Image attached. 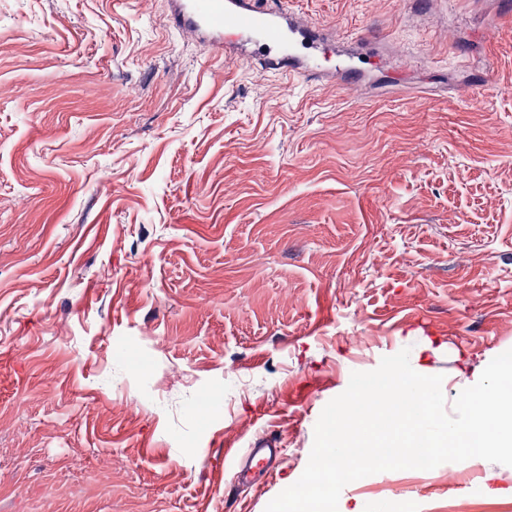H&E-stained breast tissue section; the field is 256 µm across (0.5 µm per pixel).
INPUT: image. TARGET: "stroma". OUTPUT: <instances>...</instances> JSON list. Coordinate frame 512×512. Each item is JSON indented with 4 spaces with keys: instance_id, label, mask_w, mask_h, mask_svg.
<instances>
[{
    "instance_id": "1",
    "label": "stroma",
    "mask_w": 512,
    "mask_h": 512,
    "mask_svg": "<svg viewBox=\"0 0 512 512\" xmlns=\"http://www.w3.org/2000/svg\"><path fill=\"white\" fill-rule=\"evenodd\" d=\"M288 9L356 96L174 0H0V512H265L352 372L406 348L451 405L512 349V0ZM462 480L339 501L512 512V466ZM278 448L272 440L265 437H256L247 448L242 457H238L239 465L236 471L237 478L241 481H252L258 476L271 474L278 460Z\"/></svg>"
}]
</instances>
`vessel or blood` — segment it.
I'll return each instance as SVG.
<instances>
[{
	"label": "vessel or blood",
	"instance_id": "obj_1",
	"mask_svg": "<svg viewBox=\"0 0 512 512\" xmlns=\"http://www.w3.org/2000/svg\"><path fill=\"white\" fill-rule=\"evenodd\" d=\"M179 9L172 17L175 25L189 30H204L224 37L225 50H232L234 37L246 35L274 50L272 65L288 73L300 72L308 79L323 77V44L320 29H308L307 34L314 57L298 63L286 45L290 34L299 31L296 20L287 18L280 9L281 0H177ZM278 460L274 442L258 437L238 460L236 475L239 480L252 481L271 474Z\"/></svg>",
	"mask_w": 512,
	"mask_h": 512
}]
</instances>
